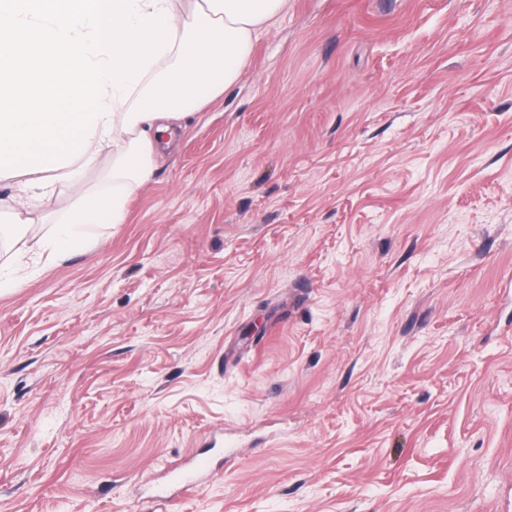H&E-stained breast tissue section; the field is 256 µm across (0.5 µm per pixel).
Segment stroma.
<instances>
[{"instance_id":"35a3bbf8","label":"stroma","mask_w":512,"mask_h":512,"mask_svg":"<svg viewBox=\"0 0 512 512\" xmlns=\"http://www.w3.org/2000/svg\"><path fill=\"white\" fill-rule=\"evenodd\" d=\"M54 231L0 245V512H512V0H285Z\"/></svg>"}]
</instances>
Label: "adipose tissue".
Here are the masks:
<instances>
[{
	"instance_id": "ef3b65f1",
	"label": "adipose tissue",
	"mask_w": 512,
	"mask_h": 512,
	"mask_svg": "<svg viewBox=\"0 0 512 512\" xmlns=\"http://www.w3.org/2000/svg\"><path fill=\"white\" fill-rule=\"evenodd\" d=\"M284 0H141L143 12L169 9L176 27L170 53L151 66L127 103L116 88L104 101L113 114L97 121L83 155L57 169L11 178L15 205L0 212L1 224L56 220L49 256L66 257L101 228L124 223L129 196L146 184L181 121L223 94L239 77L258 35L280 14ZM101 171L107 186L91 190L90 174ZM71 189L66 212L54 217L59 186Z\"/></svg>"
}]
</instances>
